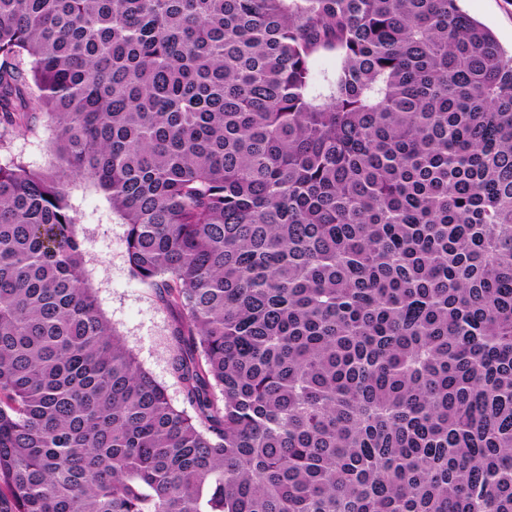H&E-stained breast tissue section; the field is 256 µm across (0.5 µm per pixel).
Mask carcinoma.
<instances>
[{"label": "carcinoma", "mask_w": 512, "mask_h": 512, "mask_svg": "<svg viewBox=\"0 0 512 512\" xmlns=\"http://www.w3.org/2000/svg\"><path fill=\"white\" fill-rule=\"evenodd\" d=\"M39 126L49 169L0 160V512H512V52L458 0H0V139ZM76 179L179 315L180 407ZM337 61L332 54H321L313 62L314 83L308 90L310 98L328 94L330 83L336 76ZM77 229L86 250L85 269L101 311L139 364L167 386L182 405L171 376L169 333L174 319L150 288L133 280L126 262L125 226L106 198L85 179L71 189Z\"/></svg>", "instance_id": "cac0c4a2"}]
</instances>
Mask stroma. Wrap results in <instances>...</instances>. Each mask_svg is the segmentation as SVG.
Segmentation results:
<instances>
[{
    "label": "stroma",
    "mask_w": 512,
    "mask_h": 512,
    "mask_svg": "<svg viewBox=\"0 0 512 512\" xmlns=\"http://www.w3.org/2000/svg\"><path fill=\"white\" fill-rule=\"evenodd\" d=\"M461 6L486 24L503 47L512 48V0H461ZM71 201L86 250V273L101 311L139 364L166 385L174 403H181L169 366L173 313L151 289L130 277L125 226L106 198L91 182L79 179L72 186Z\"/></svg>",
    "instance_id": "1"
}]
</instances>
